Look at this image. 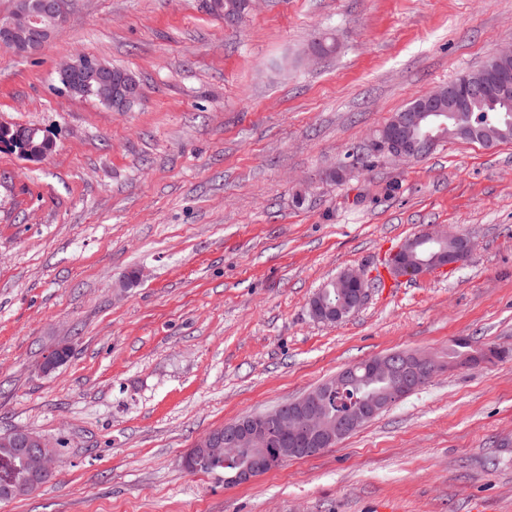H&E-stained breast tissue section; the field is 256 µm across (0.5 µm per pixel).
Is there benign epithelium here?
<instances>
[{"label":"benign epithelium","instance_id":"1","mask_svg":"<svg viewBox=\"0 0 512 512\" xmlns=\"http://www.w3.org/2000/svg\"><path fill=\"white\" fill-rule=\"evenodd\" d=\"M21 10H13L0 17V47L18 55H31L42 50L52 39L56 28L70 17V0H25ZM57 71L69 79L66 93L91 95L116 112H126L139 100L137 85L112 79V64L100 57L79 56L57 66ZM488 74L482 69L470 71L462 78L418 98L415 105L397 117L389 127L382 129L381 136L368 143V148H379L394 159H406L418 151L426 150L436 142L431 131L415 133L424 116L439 112H468L473 98L486 90ZM468 246L440 254L430 265H409V247L401 245L388 264L395 276H420L434 267H456L462 263ZM351 296L343 305H333L318 294L310 301L311 316L321 322L337 324L351 310L359 309L367 293V282L360 272L347 269L338 275ZM431 359L422 353H412V360L402 364L395 360L370 359L366 371L371 376L385 380L389 387L365 401L362 409L354 414L336 417L334 428L321 425L324 412L320 397L313 394L306 400L288 404L278 414L258 420L243 416L235 421L232 430L224 433L210 432L197 442L211 456L225 451V445L233 444L248 448L245 464L224 477L227 484H244L263 474L271 466L262 445L276 438L280 441L289 436L308 438L309 447L288 449L289 457L304 453H317L329 448L357 428L361 419L386 408L408 387H415L429 377ZM0 446L10 454L21 453L31 475V481L17 485L9 480L0 482V500H13L38 491L43 480L53 476L59 464L56 447L42 434L18 428L0 434Z\"/></svg>","mask_w":512,"mask_h":512}]
</instances>
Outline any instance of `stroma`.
Wrapping results in <instances>:
<instances>
[{"label":"stroma","instance_id":"obj_1","mask_svg":"<svg viewBox=\"0 0 512 512\" xmlns=\"http://www.w3.org/2000/svg\"><path fill=\"white\" fill-rule=\"evenodd\" d=\"M510 47L512 0H257L236 25L204 0H74L42 52L0 49V121L56 144L38 163L0 150V432L61 458L0 512H512V143L329 178ZM82 55L132 71L140 101L58 90ZM431 227L469 238L464 265L381 281ZM347 269L363 305L316 321L313 294ZM458 337L504 355L249 483L182 466L212 429L345 366Z\"/></svg>","mask_w":512,"mask_h":512}]
</instances>
